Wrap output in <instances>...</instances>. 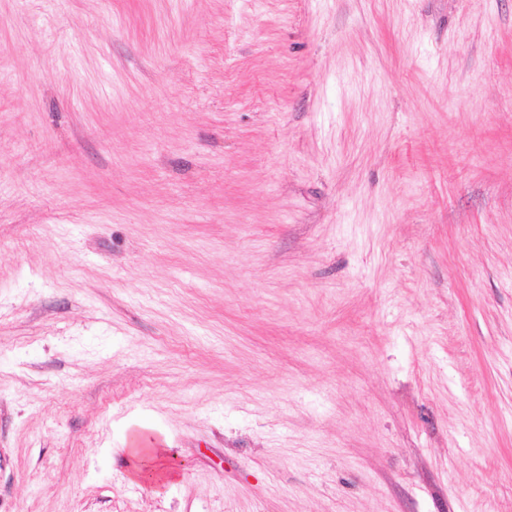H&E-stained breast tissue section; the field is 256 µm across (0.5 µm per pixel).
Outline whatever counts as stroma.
Masks as SVG:
<instances>
[{"label":"stroma","instance_id":"obj_1","mask_svg":"<svg viewBox=\"0 0 512 512\" xmlns=\"http://www.w3.org/2000/svg\"><path fill=\"white\" fill-rule=\"evenodd\" d=\"M0 512H512V0H0ZM157 441L148 434L136 433L131 436L129 448H123L129 457L130 472L135 478L143 474L144 460H149L160 454L165 448H157Z\"/></svg>","mask_w":512,"mask_h":512}]
</instances>
